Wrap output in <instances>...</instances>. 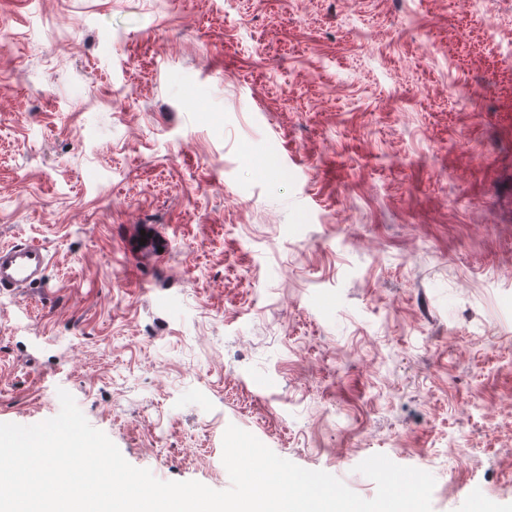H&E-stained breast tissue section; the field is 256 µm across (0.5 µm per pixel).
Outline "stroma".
Masks as SVG:
<instances>
[{
	"label": "stroma",
	"instance_id": "obj_1",
	"mask_svg": "<svg viewBox=\"0 0 512 512\" xmlns=\"http://www.w3.org/2000/svg\"><path fill=\"white\" fill-rule=\"evenodd\" d=\"M150 226L163 261L138 255ZM0 423L133 466L228 425L370 499L512 512V0H0ZM49 267L44 246L34 242H14L0 246V290L23 292L40 283Z\"/></svg>",
	"mask_w": 512,
	"mask_h": 512
}]
</instances>
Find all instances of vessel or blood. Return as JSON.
<instances>
[{"label": "vessel or blood", "mask_w": 512, "mask_h": 512, "mask_svg": "<svg viewBox=\"0 0 512 512\" xmlns=\"http://www.w3.org/2000/svg\"><path fill=\"white\" fill-rule=\"evenodd\" d=\"M49 267L44 246L34 242H15L0 246V290L23 292L40 283Z\"/></svg>", "instance_id": "1"}]
</instances>
